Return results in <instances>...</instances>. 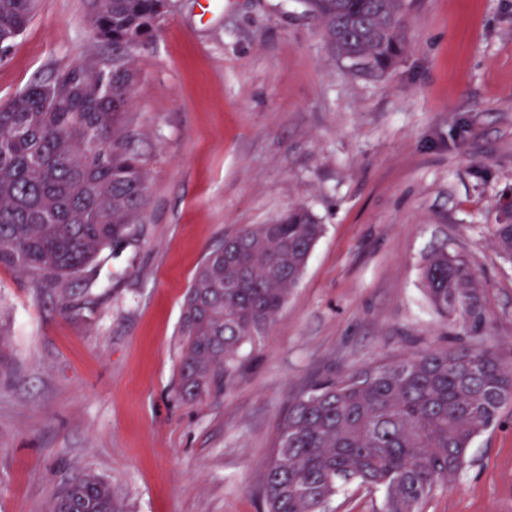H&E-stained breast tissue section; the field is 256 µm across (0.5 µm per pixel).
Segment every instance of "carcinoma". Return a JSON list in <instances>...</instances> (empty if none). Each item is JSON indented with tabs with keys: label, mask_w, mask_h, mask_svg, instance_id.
Wrapping results in <instances>:
<instances>
[{
	"label": "carcinoma",
	"mask_w": 512,
	"mask_h": 512,
	"mask_svg": "<svg viewBox=\"0 0 512 512\" xmlns=\"http://www.w3.org/2000/svg\"><path fill=\"white\" fill-rule=\"evenodd\" d=\"M164 0H92L110 89L77 64L0 105V266L57 282L81 273L126 238L149 181L120 125L135 73L130 49L154 36ZM336 56L354 72L383 74L408 48L405 0H305ZM34 0H0V33L26 28ZM512 261V224L491 225ZM323 225L302 207L269 224L244 225L209 251L183 302L178 382L194 400L224 387L246 342L288 301ZM423 279L447 319L483 322L473 268L431 253ZM512 402V359L480 344L403 355L317 381L291 400L265 464L267 512H330L355 483L384 493L382 512H421L465 468L474 441ZM48 512H123L112 486L75 479Z\"/></svg>",
	"instance_id": "obj_1"
}]
</instances>
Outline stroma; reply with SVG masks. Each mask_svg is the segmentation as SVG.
<instances>
[{"instance_id": "1", "label": "stroma", "mask_w": 512, "mask_h": 512, "mask_svg": "<svg viewBox=\"0 0 512 512\" xmlns=\"http://www.w3.org/2000/svg\"><path fill=\"white\" fill-rule=\"evenodd\" d=\"M378 77L334 55L305 0H175L133 50L125 118L150 190L131 235L47 284L0 266V512H48L91 473L125 512H266L260 479L311 382L433 348L512 356V0H406ZM112 54L91 0H37L0 59V103ZM324 232L224 391L177 390L184 295L207 253L293 206ZM464 257L475 328L441 318L427 256ZM422 512H512V406Z\"/></svg>"}]
</instances>
